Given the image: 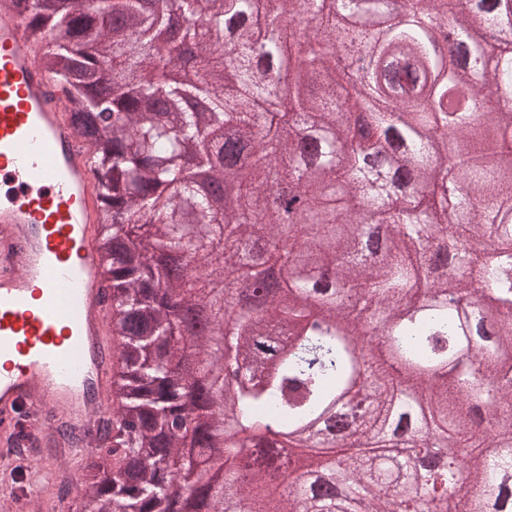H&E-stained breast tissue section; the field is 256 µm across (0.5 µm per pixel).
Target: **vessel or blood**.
Instances as JSON below:
<instances>
[{"instance_id": "obj_1", "label": "vessel or blood", "mask_w": 512, "mask_h": 512, "mask_svg": "<svg viewBox=\"0 0 512 512\" xmlns=\"http://www.w3.org/2000/svg\"><path fill=\"white\" fill-rule=\"evenodd\" d=\"M0 0V465L17 437L75 460L107 421L113 340L94 263L101 186L57 80Z\"/></svg>"}]
</instances>
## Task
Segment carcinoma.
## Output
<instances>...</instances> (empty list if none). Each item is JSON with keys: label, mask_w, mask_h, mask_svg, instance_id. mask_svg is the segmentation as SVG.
I'll return each mask as SVG.
<instances>
[{"label": "carcinoma", "mask_w": 512, "mask_h": 512, "mask_svg": "<svg viewBox=\"0 0 512 512\" xmlns=\"http://www.w3.org/2000/svg\"><path fill=\"white\" fill-rule=\"evenodd\" d=\"M14 0L33 42L51 39L39 62L66 90L82 135L108 166L102 185L111 224L112 298L123 305L116 345L124 408L100 428L103 449L87 507L94 512H176L159 464L180 454L183 433L205 448L224 433V490L250 512H512V0H475L490 38L477 44L471 18L447 0H170L145 17L140 0ZM131 30L108 28L116 9ZM181 12L197 45V79L169 84L157 69L188 64L150 32ZM263 12L270 37L240 29L229 50L204 30ZM440 36L460 55L438 58ZM344 41L374 62L371 97L328 57ZM288 62V106L272 99L262 55ZM232 66V86L205 72ZM112 66V84L99 70ZM137 80L140 97L115 94ZM199 97L211 138L187 109ZM407 142L400 165L418 185L453 189L442 210L427 206L365 156L393 131ZM202 159L253 144L240 198L259 204L280 182L309 196L296 222L264 224L258 210L224 209L201 195L182 146ZM246 262L253 287L239 309L207 302L224 326V354L197 337L201 370L224 372L210 389L189 390L175 368L177 303L194 302L205 274L154 269L141 245L172 259H203L215 239ZM288 245V272L266 284L267 258ZM351 437L348 452L338 455ZM464 449V459L442 449ZM288 477V496L275 489Z\"/></svg>", "instance_id": "1"}]
</instances>
